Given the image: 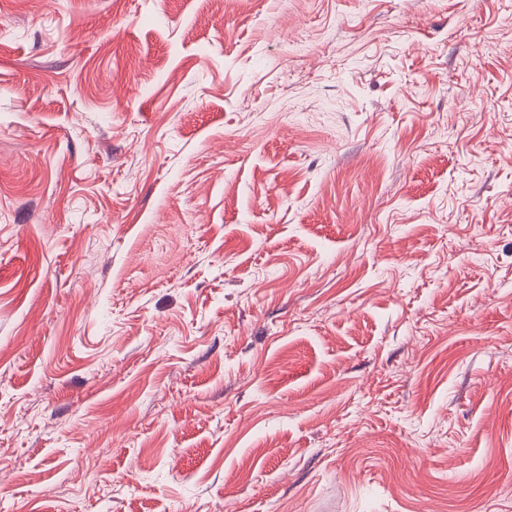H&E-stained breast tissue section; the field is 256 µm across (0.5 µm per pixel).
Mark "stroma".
<instances>
[{
    "instance_id": "35a3bbf8",
    "label": "stroma",
    "mask_w": 512,
    "mask_h": 512,
    "mask_svg": "<svg viewBox=\"0 0 512 512\" xmlns=\"http://www.w3.org/2000/svg\"><path fill=\"white\" fill-rule=\"evenodd\" d=\"M0 512H512V0H0Z\"/></svg>"
}]
</instances>
